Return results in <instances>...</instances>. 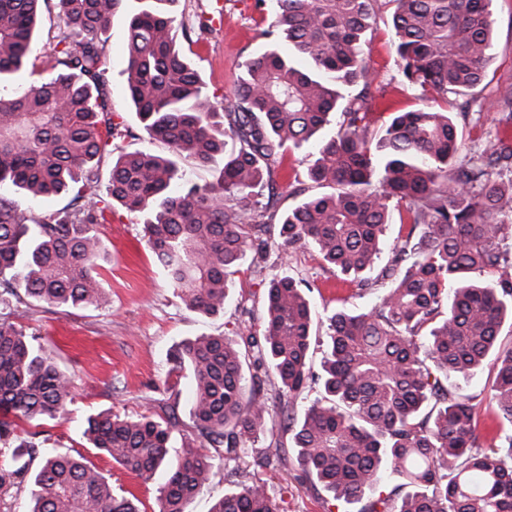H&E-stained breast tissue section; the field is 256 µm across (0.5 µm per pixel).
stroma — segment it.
Here are the masks:
<instances>
[{"instance_id":"obj_1","label":"stroma","mask_w":512,"mask_h":512,"mask_svg":"<svg viewBox=\"0 0 512 512\" xmlns=\"http://www.w3.org/2000/svg\"><path fill=\"white\" fill-rule=\"evenodd\" d=\"M493 9L497 18L496 46L487 77L472 93L447 106L456 115L461 153L467 157L481 152L503 130L501 114L493 103L512 85V0H494ZM172 10L178 23L189 32L188 40L181 43L183 52L209 93L219 99L232 95L245 62L266 43L265 33L275 19L271 0L262 5L256 0H176ZM63 29L55 0H47L32 45L31 58L38 70H45ZM126 54L127 17L121 9L113 16L104 43L112 110L128 128L116 144L127 152L148 148L157 154L166 153L164 143L148 139L132 110L126 91ZM368 62L377 81L387 87L377 109L378 124H385L394 113L427 103L426 92L404 87L400 82L391 36V8L384 2L377 9ZM311 153L307 146L286 154L276 176L273 208L277 214H284L300 202L294 182L305 179ZM98 231L109 253V260L100 271L105 290L102 306L57 308L34 300L22 305L11 296H0V320L12 321L26 335L36 337L75 384L73 399L63 415L39 424H21L17 438L35 440L45 452L65 448L85 452L107 476L115 494L135 495L143 512H157L158 489L165 481V473H157L153 480L145 482L108 456L87 447L82 432L88 415L109 412L135 419L156 412L160 400H175L180 424L171 446L180 449L182 442L196 440L197 432L190 414L192 379L171 359L176 344L201 335L232 337L241 330L262 332L266 281L290 276L307 280L313 287L309 295L314 320L311 352L312 364L317 367L326 349L328 316L342 307L370 308L376 297L342 282L314 247L289 254L273 248L261 268H254L249 262L241 265L223 313L206 316L188 310L182 303L148 247L137 214L114 206ZM491 382L486 370L454 382L456 389L469 399L478 442L484 447L489 446L496 432L489 407ZM238 475L264 485L280 512L359 509L355 503L330 502L328 493L303 484L300 466L293 457L287 465L274 462L260 468L249 455L241 459ZM235 476L221 470L195 498L190 512H209L215 500L233 489Z\"/></svg>"}]
</instances>
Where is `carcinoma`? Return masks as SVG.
I'll return each instance as SVG.
<instances>
[{
  "label": "carcinoma",
  "instance_id": "cac0c4a2",
  "mask_svg": "<svg viewBox=\"0 0 512 512\" xmlns=\"http://www.w3.org/2000/svg\"><path fill=\"white\" fill-rule=\"evenodd\" d=\"M122 0H57L64 31L52 48L49 77L0 95V185L30 201L71 195L62 212L36 217L0 194V288L17 302L99 306V262L107 260L97 225L109 203L93 184L114 121L104 39ZM173 0H134L128 17L127 92L151 140L168 153H120L106 194L143 214L157 262L186 305L203 315L224 309L247 252L263 254L271 235L283 252L314 246L360 291L390 283L366 311L327 320L321 368L309 363L312 312L295 279L269 281L262 335L182 341L174 361L193 378L194 427L215 454L187 443L167 461L176 405L137 419L87 418L83 438L144 481L169 463L158 512H188L220 469L248 451L271 424L291 434L303 480L335 500L358 503L389 467V491L360 512H512V432L480 450L469 403L448 380L471 378L493 360L490 400L512 426V346L500 327L512 318V266L502 251L512 224V141L496 138L463 161L458 127L445 109L397 112L373 137L386 86L365 56L378 0H273L275 29L248 60L232 97L217 107L175 38ZM404 83L436 98L464 96L487 76L495 48L493 0H387ZM41 0H0V82L30 63ZM334 136L321 131L332 113ZM317 146L309 194L273 224L261 201L285 153ZM224 153L218 178L199 185L179 159L207 162ZM409 225L392 244L391 265L376 268L392 203ZM253 388L245 396L246 374ZM280 382L271 399L262 375ZM321 397L298 414V398ZM74 383L41 345L0 321V444L29 461L0 467V499L28 492L29 512H141L112 493L96 465L68 450L11 447L20 421L55 419ZM13 415L15 420L8 419ZM40 459L36 470L29 462ZM210 512H278L264 486L242 481Z\"/></svg>",
  "mask_w": 512,
  "mask_h": 512
}]
</instances>
